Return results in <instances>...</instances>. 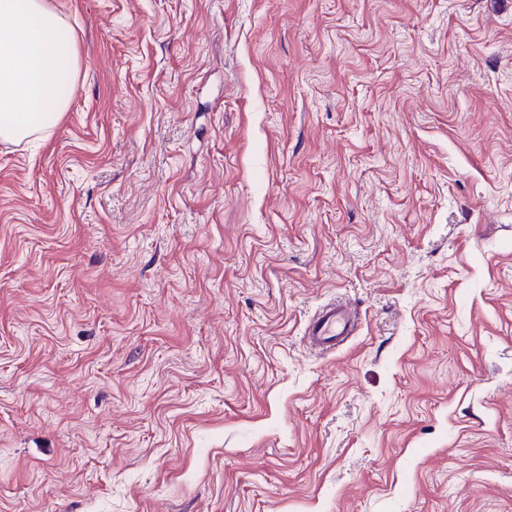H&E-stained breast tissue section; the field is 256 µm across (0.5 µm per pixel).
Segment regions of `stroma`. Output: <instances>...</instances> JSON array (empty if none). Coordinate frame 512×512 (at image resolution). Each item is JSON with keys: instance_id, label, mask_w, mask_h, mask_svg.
Instances as JSON below:
<instances>
[{"instance_id": "stroma-1", "label": "stroma", "mask_w": 512, "mask_h": 512, "mask_svg": "<svg viewBox=\"0 0 512 512\" xmlns=\"http://www.w3.org/2000/svg\"><path fill=\"white\" fill-rule=\"evenodd\" d=\"M53 3L0 512H512V0ZM350 312L342 305L329 307L308 332L311 344L331 348L350 324Z\"/></svg>"}]
</instances>
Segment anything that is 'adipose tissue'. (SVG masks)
<instances>
[{"instance_id":"adipose-tissue-1","label":"adipose tissue","mask_w":512,"mask_h":512,"mask_svg":"<svg viewBox=\"0 0 512 512\" xmlns=\"http://www.w3.org/2000/svg\"><path fill=\"white\" fill-rule=\"evenodd\" d=\"M51 0H0V141L50 129L67 110L76 45Z\"/></svg>"}]
</instances>
